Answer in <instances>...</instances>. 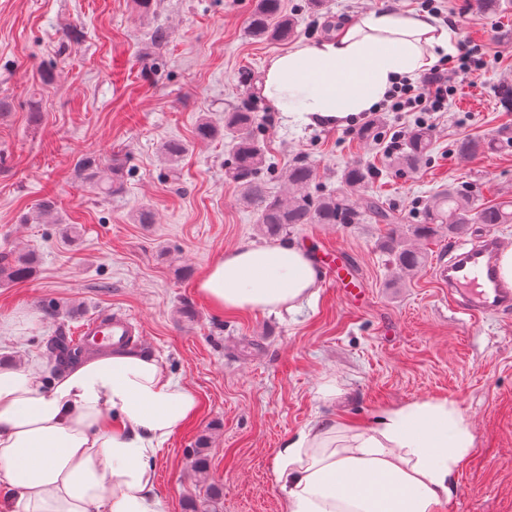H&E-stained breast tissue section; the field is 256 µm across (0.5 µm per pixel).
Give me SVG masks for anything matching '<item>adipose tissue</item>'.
Here are the masks:
<instances>
[{
	"label": "adipose tissue",
	"mask_w": 512,
	"mask_h": 512,
	"mask_svg": "<svg viewBox=\"0 0 512 512\" xmlns=\"http://www.w3.org/2000/svg\"><path fill=\"white\" fill-rule=\"evenodd\" d=\"M457 33L417 11L380 8L336 35L273 55L261 93L285 126L358 121L392 90L456 50ZM309 248L244 243L220 254L198 292L229 312L294 311L320 290ZM199 410L157 358L115 347L54 380L0 365V488L19 512H165L152 466ZM474 444L445 397L379 408L375 421L329 417L286 438L275 476L286 512H440Z\"/></svg>",
	"instance_id": "1"
}]
</instances>
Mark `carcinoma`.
Returning <instances> with one entry per match:
<instances>
[{
    "mask_svg": "<svg viewBox=\"0 0 512 512\" xmlns=\"http://www.w3.org/2000/svg\"><path fill=\"white\" fill-rule=\"evenodd\" d=\"M297 26L298 19L286 12L281 0H257L248 29L257 39L281 42L294 37ZM223 131L232 137L233 153L231 162L224 168V179L239 188L241 200L255 211L264 235L277 236L292 224H361L366 220L376 224L395 223L391 209L361 192L373 173L360 163L344 169L338 190L315 195L311 192L316 178L314 168L296 161L283 174L288 198L270 194L260 178L269 164L259 144L256 115L250 104L245 103L227 113L222 129L206 119L200 120L196 136L208 141ZM432 152L430 130L419 126L410 133L399 152L390 157V165L398 170L416 171L429 161ZM470 224H512V203L478 205L467 194L448 187L424 203L414 235L428 237L444 225L448 226V232L461 234ZM382 248L402 272H412L424 261L420 252L392 235L383 242ZM33 272L34 259L30 256L11 260L0 256V275L9 280L23 282ZM49 351L58 371L70 368L81 356V349L66 336L53 339Z\"/></svg>",
    "mask_w": 512,
    "mask_h": 512,
    "instance_id": "obj_1",
    "label": "carcinoma"
}]
</instances>
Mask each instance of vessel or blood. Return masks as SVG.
<instances>
[{
	"instance_id": "1",
	"label": "vessel or blood",
	"mask_w": 512,
	"mask_h": 512,
	"mask_svg": "<svg viewBox=\"0 0 512 512\" xmlns=\"http://www.w3.org/2000/svg\"><path fill=\"white\" fill-rule=\"evenodd\" d=\"M502 242L488 233L468 245L452 247L437 266L436 278L447 288L448 301L459 313L472 318L512 310V284L501 281L495 256ZM134 334L132 319L125 314L102 313L83 322L76 339L88 350L129 344Z\"/></svg>"
}]
</instances>
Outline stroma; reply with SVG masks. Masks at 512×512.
<instances>
[{
    "label": "stroma",
    "mask_w": 512,
    "mask_h": 512,
    "mask_svg": "<svg viewBox=\"0 0 512 512\" xmlns=\"http://www.w3.org/2000/svg\"><path fill=\"white\" fill-rule=\"evenodd\" d=\"M474 0H444L459 45L494 57L477 74H454L445 111L365 113L347 127L281 126L258 81L284 44L247 32L255 0H0V254L36 259L24 282L0 277V361L52 369L49 338L74 335L88 317H132L134 351L155 356L193 389L197 415L156 461L155 490L167 512H192L206 485L221 488V512H285L274 473L281 441L320 419L368 422L379 407L416 398L454 400L474 426V446L441 512H512V312L470 318L451 310L435 269L447 229L414 239L426 256L399 273L381 243L412 233L423 203L452 185L479 204L512 197V0L477 14ZM298 16L296 38L325 37L382 6L418 11L422 0H283ZM167 30L166 42L152 40ZM255 103L260 139L279 171L302 159L316 183L339 188L359 161L377 168L367 192L396 224H298L285 239L336 261L360 285L344 296L322 281L318 297L293 313L231 314L195 288L223 251L266 243L252 209L224 179L228 139L199 141L206 118L245 98ZM381 120L384 140L360 137ZM425 123L430 161L412 173L389 167L386 139ZM484 142L464 158L456 144ZM186 151L169 162L163 141ZM97 162L88 179L83 157ZM119 179V191L104 193ZM55 209L42 214L45 199ZM154 221L142 224L140 210ZM337 379L336 399L320 385ZM203 471H196V462Z\"/></svg>",
    "instance_id": "35a3bbf8"
}]
</instances>
